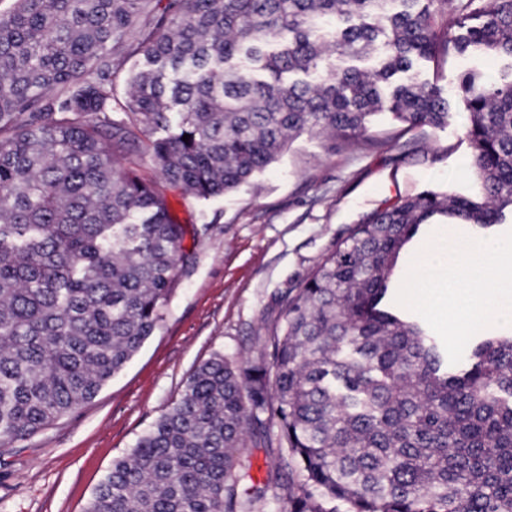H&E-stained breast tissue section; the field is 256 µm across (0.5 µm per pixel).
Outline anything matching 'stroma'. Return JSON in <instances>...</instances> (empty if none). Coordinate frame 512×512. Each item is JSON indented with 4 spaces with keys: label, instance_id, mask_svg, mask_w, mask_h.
<instances>
[{
    "label": "stroma",
    "instance_id": "stroma-1",
    "mask_svg": "<svg viewBox=\"0 0 512 512\" xmlns=\"http://www.w3.org/2000/svg\"><path fill=\"white\" fill-rule=\"evenodd\" d=\"M492 66L453 55L419 62L414 73L453 89L462 70ZM465 123L455 112L446 126L410 129L385 113L370 144L355 150L305 134L250 183L206 200L160 180L150 156L128 155L125 165L153 181L183 225L188 261L120 374L79 409L0 447V512H84L113 462L180 399L198 364L216 352L255 356L254 338L281 296L300 288L362 215L427 191L481 199Z\"/></svg>",
    "mask_w": 512,
    "mask_h": 512
}]
</instances>
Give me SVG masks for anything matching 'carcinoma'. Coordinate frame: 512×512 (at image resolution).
Segmentation results:
<instances>
[{
  "mask_svg": "<svg viewBox=\"0 0 512 512\" xmlns=\"http://www.w3.org/2000/svg\"><path fill=\"white\" fill-rule=\"evenodd\" d=\"M0 13V446L92 400L152 335L186 254L140 150L198 198L304 134L368 140L467 112L483 198L424 192L361 217L256 337L216 353L112 465L85 512H512V335L467 366L380 308L402 247L512 216V0H13ZM477 52L458 97L409 75ZM143 66L115 110L125 62ZM166 136L141 145L136 131ZM190 135L183 141L184 135ZM275 455L247 487L248 442ZM294 462L288 468V461Z\"/></svg>",
  "mask_w": 512,
  "mask_h": 512,
  "instance_id": "cac0c4a2",
  "label": "carcinoma"
}]
</instances>
